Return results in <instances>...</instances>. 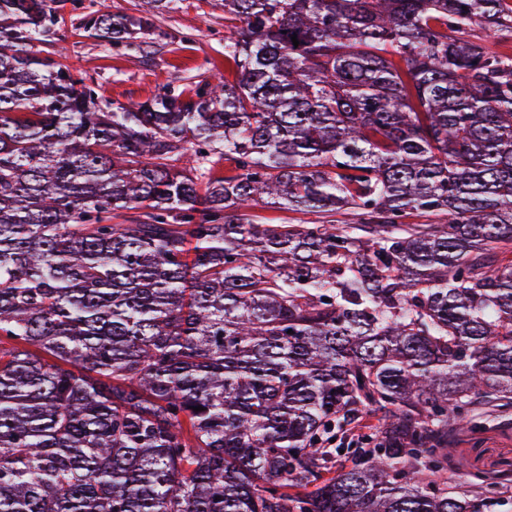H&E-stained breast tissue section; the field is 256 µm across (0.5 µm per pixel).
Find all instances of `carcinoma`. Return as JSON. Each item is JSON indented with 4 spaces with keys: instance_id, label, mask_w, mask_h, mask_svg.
<instances>
[{
    "instance_id": "cac0c4a2",
    "label": "carcinoma",
    "mask_w": 512,
    "mask_h": 512,
    "mask_svg": "<svg viewBox=\"0 0 512 512\" xmlns=\"http://www.w3.org/2000/svg\"><path fill=\"white\" fill-rule=\"evenodd\" d=\"M223 2L229 75L115 106L0 0V512H483L512 479L445 471L512 410V53L466 34L512 0ZM250 213L261 224H311L321 220L314 214L293 213L263 204L254 206Z\"/></svg>"
}]
</instances>
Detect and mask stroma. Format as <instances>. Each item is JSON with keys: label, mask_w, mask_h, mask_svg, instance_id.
<instances>
[{"label": "stroma", "mask_w": 512, "mask_h": 512, "mask_svg": "<svg viewBox=\"0 0 512 512\" xmlns=\"http://www.w3.org/2000/svg\"><path fill=\"white\" fill-rule=\"evenodd\" d=\"M147 0H67L57 25L58 42L41 45L52 57L101 85L113 102H143L168 87L222 75L224 9L221 0H168L154 19L156 32L125 47L91 37L81 27L88 14H140ZM448 482L469 474L512 476V413L489 416L474 433L456 430L451 437Z\"/></svg>", "instance_id": "1"}]
</instances>
